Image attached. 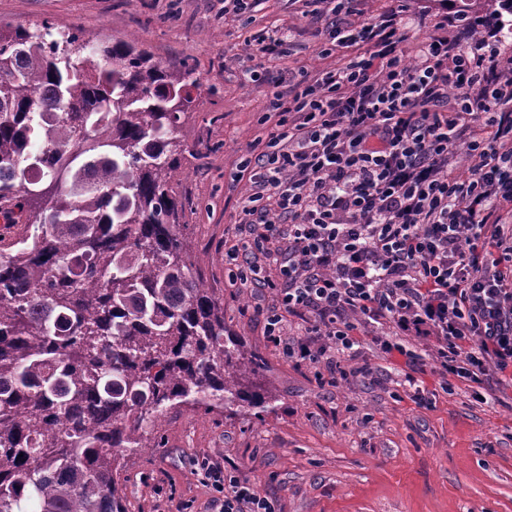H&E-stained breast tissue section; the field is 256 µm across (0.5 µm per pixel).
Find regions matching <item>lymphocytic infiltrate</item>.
Instances as JSON below:
<instances>
[{
  "label": "lymphocytic infiltrate",
  "instance_id": "1",
  "mask_svg": "<svg viewBox=\"0 0 512 512\" xmlns=\"http://www.w3.org/2000/svg\"><path fill=\"white\" fill-rule=\"evenodd\" d=\"M407 6L380 22L321 30L341 66L301 74L274 91L275 117L237 178L240 282L255 257L279 269L269 341L296 364L344 373L355 359L353 317L431 342L441 376L478 388H512V57L507 34H483L458 17L462 44L402 48ZM464 144L467 175L449 165ZM285 243L284 252L274 244ZM309 336L289 340L286 317ZM213 512H278L246 478L202 467Z\"/></svg>",
  "mask_w": 512,
  "mask_h": 512
}]
</instances>
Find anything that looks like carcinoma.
<instances>
[{
	"label": "carcinoma",
	"instance_id": "carcinoma-1",
	"mask_svg": "<svg viewBox=\"0 0 512 512\" xmlns=\"http://www.w3.org/2000/svg\"><path fill=\"white\" fill-rule=\"evenodd\" d=\"M199 79L134 40L0 29V512H126L120 455L177 403L271 398L185 245L181 114Z\"/></svg>",
	"mask_w": 512,
	"mask_h": 512
}]
</instances>
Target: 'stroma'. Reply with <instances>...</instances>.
Instances as JSON below:
<instances>
[{"mask_svg":"<svg viewBox=\"0 0 512 512\" xmlns=\"http://www.w3.org/2000/svg\"><path fill=\"white\" fill-rule=\"evenodd\" d=\"M407 6L410 43L457 38L454 0ZM253 15L247 26L225 18L224 0H0L2 28L34 32L48 23L94 42L133 37L164 65H193L201 83L181 135L212 151L180 158L192 200L186 244L207 287L223 291L227 331L267 362L275 400L265 410L184 405L166 412L160 447L124 453L128 512H176L181 502L210 512L204 460L245 476L276 498L280 512H512V390L498 404L457 379L442 380L425 343L415 346L424 368L409 385L404 357L381 350L388 329L364 322L356 362L374 375L330 381L321 367L296 365L267 340L256 312L275 306V289L233 283L226 252L239 239V205L250 185L231 175L263 134L276 87L299 71L341 62L340 54H320L315 32L329 18L305 0H256ZM276 30L287 33L289 55L259 60L250 38ZM255 69L262 77L254 82ZM418 391L425 404L416 403Z\"/></svg>","mask_w":512,"mask_h":512,"instance_id":"35a3bbf8","label":"stroma"}]
</instances>
